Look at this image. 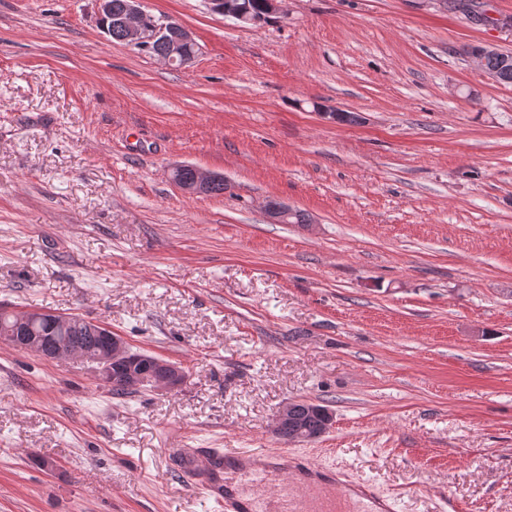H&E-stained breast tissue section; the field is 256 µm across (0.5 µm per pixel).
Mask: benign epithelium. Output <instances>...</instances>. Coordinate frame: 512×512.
<instances>
[{
    "label": "benign epithelium",
    "instance_id": "1",
    "mask_svg": "<svg viewBox=\"0 0 512 512\" xmlns=\"http://www.w3.org/2000/svg\"><path fill=\"white\" fill-rule=\"evenodd\" d=\"M217 2L218 0H208L212 11L235 22L245 20V13L240 5L233 2V0H224V5L219 7L215 6ZM141 4L142 0H127L123 38L125 44L135 47L142 42L147 40L152 42L160 37L166 43V46L165 51L157 54L156 58L168 65L178 63L182 58L184 46L191 45L194 49H199L191 32L181 23L171 18L161 19L160 23L156 25L153 35L150 36L144 32L139 23L140 17L145 14ZM185 168L191 170V176L185 180H177L175 184L188 196L205 195L213 184L224 179L222 175L203 171L193 165L187 167L178 165L174 167V170L180 171ZM265 211L268 217L277 223L288 222L289 216L293 213V210L288 205L278 201L268 202L265 206ZM47 315L52 316L56 322L62 320V317L53 312L28 311L15 314L16 326H26ZM97 334L102 343L104 353L96 359V364L99 366L104 382L109 384L112 382V365L128 361V351L123 340L115 336L112 333V329L105 324H98ZM8 343L16 349L37 351L49 360H60L71 350L70 345L64 342L51 341L47 343L42 339H34L30 336H10L8 337ZM182 377L183 373L178 367L158 359L152 360L150 382L154 387L166 390L173 389L179 385ZM301 413L304 415L312 413L321 419L315 434L308 436L294 430ZM332 421V414L327 409L308 402L287 401L276 411L273 431L276 433L288 432V442L290 443L308 441L327 433L332 426Z\"/></svg>",
    "mask_w": 512,
    "mask_h": 512
}]
</instances>
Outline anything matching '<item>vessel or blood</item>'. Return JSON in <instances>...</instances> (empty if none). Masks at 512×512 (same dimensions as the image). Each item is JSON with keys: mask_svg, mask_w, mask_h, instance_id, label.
<instances>
[{"mask_svg": "<svg viewBox=\"0 0 512 512\" xmlns=\"http://www.w3.org/2000/svg\"><path fill=\"white\" fill-rule=\"evenodd\" d=\"M181 478L216 512H392L371 482L347 481L277 448H175Z\"/></svg>", "mask_w": 512, "mask_h": 512, "instance_id": "b4317fda", "label": "vessel or blood"}]
</instances>
